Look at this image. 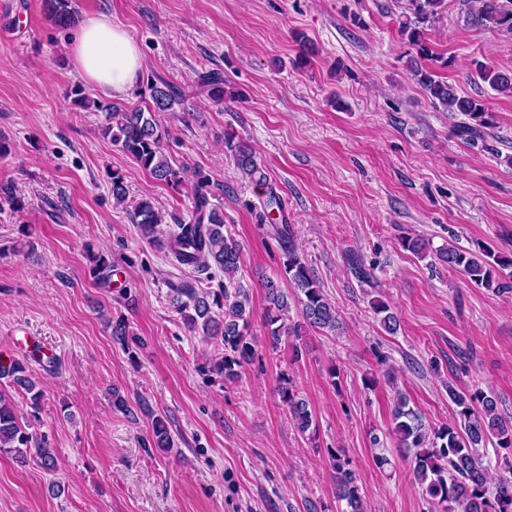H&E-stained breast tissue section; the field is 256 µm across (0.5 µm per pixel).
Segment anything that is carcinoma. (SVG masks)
<instances>
[{
	"label": "carcinoma",
	"mask_w": 512,
	"mask_h": 512,
	"mask_svg": "<svg viewBox=\"0 0 512 512\" xmlns=\"http://www.w3.org/2000/svg\"><path fill=\"white\" fill-rule=\"evenodd\" d=\"M463 3L468 24L512 34V0H463ZM405 4L399 33L416 52V59L411 61L412 75L435 107L467 117L453 125L452 132L457 137L467 143L483 139L486 131L494 127V114L481 100L459 95L453 85L438 77L432 65H427L429 61L447 64L434 53L427 33L446 9V0H405ZM45 5L54 13L59 26L69 27L75 22L72 0H45ZM477 77L496 93L512 97V72L481 64ZM200 81L213 102L224 103L223 75L210 72ZM148 89L151 104L144 108H126L110 101L91 99L79 90L75 95L80 105H90L103 114L102 134L114 145L134 158L156 180L177 186L183 181L182 171L174 168L166 156L167 131L157 121L156 113L174 111L184 104L185 96L167 82L150 84ZM225 145L243 175L258 186L267 184V174L248 144L227 140ZM111 184L112 199L117 204L125 203L128 191L123 177L112 173ZM132 213L143 237L163 250L173 265L203 271L215 267L224 273V285L219 288H203L193 279L181 280L170 284V295L173 307L190 331L217 339L224 348V355L206 363L204 371L226 382L237 380L241 368L251 363L256 354L251 336L252 309L248 290L235 280L242 257L241 244L224 233V213L210 203L205 181L196 182L189 221L177 223V230L165 237L159 236V225L166 223V217L151 198L136 201ZM277 235L283 251V273L291 292L271 279L264 284L267 301L264 324L273 346L284 336H301L300 330L305 325L334 330L337 323L334 306L293 243L292 225L286 222L278 225ZM436 256L477 286L498 292L512 288L501 277L502 271L512 268V253L501 255L486 249L470 251L450 243L437 250ZM87 260L91 274L101 283H109L112 256L91 252ZM293 301L300 305L302 323L291 326L286 320ZM371 305L380 315L383 329L396 334L399 323L390 307L380 298L372 300ZM109 327L112 339L128 353H133L138 337L130 330L128 320L119 315L112 319ZM1 380L28 394L30 411L22 412L0 392V452L23 457L33 449L45 469L55 470L57 458L47 436L31 431V419L42 409L44 392L36 388L30 377L28 362L12 359L6 364L0 363ZM279 395L298 431L302 434L310 431L315 425L312 412L286 378L279 387ZM448 396L457 407L459 422L430 433L421 416L410 408L406 396L396 393L390 434L398 446L405 449L416 482L432 506L441 508V512H512V459L504 458L498 466L501 473L495 475L479 453V449L488 444L512 447V416L499 410V398L492 392L488 394L479 389L464 392L450 385ZM143 410L151 419L152 446L172 450L174 441L165 417L147 406ZM331 466L336 498L346 502L347 512H366L364 495L350 461L337 452L331 455Z\"/></svg>",
	"instance_id": "cac0c4a2"
}]
</instances>
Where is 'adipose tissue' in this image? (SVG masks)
<instances>
[{
  "label": "adipose tissue",
  "mask_w": 512,
  "mask_h": 512,
  "mask_svg": "<svg viewBox=\"0 0 512 512\" xmlns=\"http://www.w3.org/2000/svg\"><path fill=\"white\" fill-rule=\"evenodd\" d=\"M79 74L110 96L127 95L138 83L143 63L127 30L103 15L86 16L78 41L69 49Z\"/></svg>",
  "instance_id": "obj_1"
}]
</instances>
